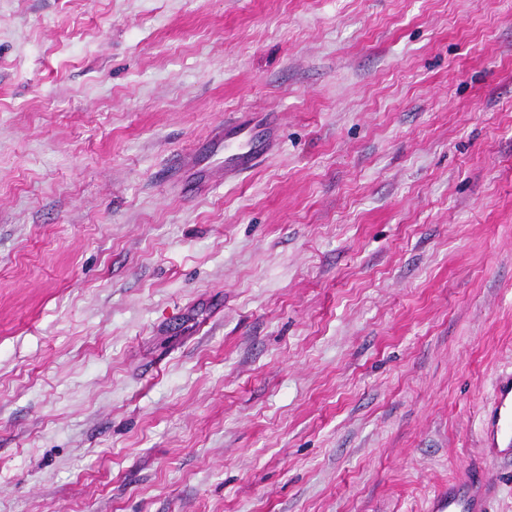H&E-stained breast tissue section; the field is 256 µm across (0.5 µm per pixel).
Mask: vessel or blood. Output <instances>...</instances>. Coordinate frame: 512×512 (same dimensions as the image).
<instances>
[{"mask_svg":"<svg viewBox=\"0 0 512 512\" xmlns=\"http://www.w3.org/2000/svg\"><path fill=\"white\" fill-rule=\"evenodd\" d=\"M277 146L276 138L252 123L242 120L226 123L223 134L216 136L213 143L215 154L223 156L224 161L215 166L208 178L197 182V191H208L218 181H236L262 157L273 154ZM481 442L486 456L512 461V373L498 379L496 400L483 417ZM493 493L485 473L469 466L461 470L447 490L433 496L428 512H488L487 504Z\"/></svg>","mask_w":512,"mask_h":512,"instance_id":"vessel-or-blood-1","label":"vessel or blood"}]
</instances>
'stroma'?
I'll return each instance as SVG.
<instances>
[{"instance_id":"obj_1","label":"stroma","mask_w":512,"mask_h":512,"mask_svg":"<svg viewBox=\"0 0 512 512\" xmlns=\"http://www.w3.org/2000/svg\"><path fill=\"white\" fill-rule=\"evenodd\" d=\"M511 372L512 0H0V512H512ZM278 142L273 136L257 129L252 123L236 120L224 124V137L215 136L214 155L224 154V164L218 163L213 174L196 183V191L206 192L213 183L234 182L251 171L259 160L273 154ZM483 453L502 462L512 461V373L497 382V397L482 422ZM494 493L485 473L476 467L461 469L448 490L433 496L429 512H488L487 504Z\"/></svg>"}]
</instances>
